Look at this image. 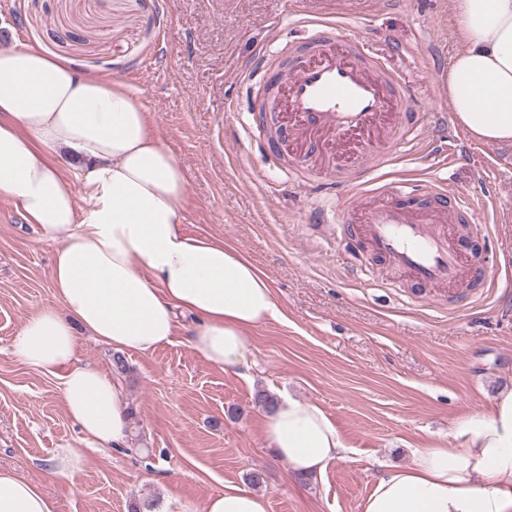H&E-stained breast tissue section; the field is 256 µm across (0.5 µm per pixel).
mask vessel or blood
<instances>
[{
  "mask_svg": "<svg viewBox=\"0 0 512 512\" xmlns=\"http://www.w3.org/2000/svg\"><path fill=\"white\" fill-rule=\"evenodd\" d=\"M301 24L305 35L288 67H273L266 53L255 60L271 88L257 107L263 128L278 141L318 143L328 152L363 149L381 168L397 161L398 149L419 146L432 116L416 109L401 76L382 71L339 22L314 16ZM349 179L367 203L342 205L341 221L359 225L378 256L424 287L479 276L472 242L453 230L471 210L450 202L443 182L390 181L361 170Z\"/></svg>",
  "mask_w": 512,
  "mask_h": 512,
  "instance_id": "obj_1",
  "label": "vessel or blood"
}]
</instances>
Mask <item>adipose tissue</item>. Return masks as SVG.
<instances>
[{"label":"adipose tissue","instance_id":"1","mask_svg":"<svg viewBox=\"0 0 512 512\" xmlns=\"http://www.w3.org/2000/svg\"><path fill=\"white\" fill-rule=\"evenodd\" d=\"M463 49L448 71L456 120L488 143L512 141V0H453ZM83 183L76 197L73 179ZM0 194L54 247L58 305L30 316L13 342L27 367L59 379L76 448L48 462L76 479L88 451L125 445L128 403L118 382L79 364L78 335L118 352L171 343L195 319L191 345L235 371L251 352L247 329L279 314L268 277L235 249L183 230L186 171L156 132L139 95L120 80L25 46L0 50ZM266 447L292 475L322 473L348 448L318 405L280 396L264 419ZM239 488L204 512H269ZM0 512H59L40 484L0 469ZM362 512H512V390L459 418L448 443L426 441L409 465L381 476Z\"/></svg>","mask_w":512,"mask_h":512}]
</instances>
